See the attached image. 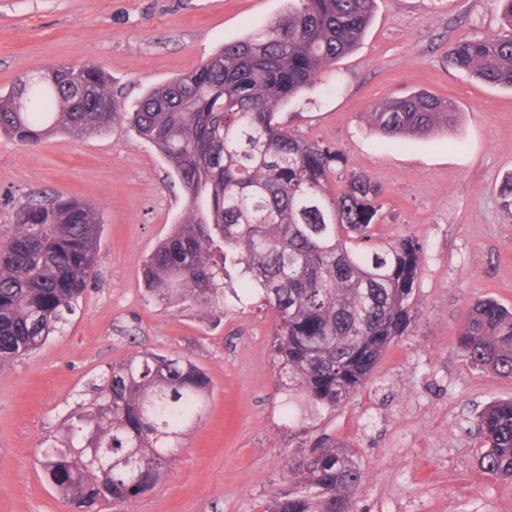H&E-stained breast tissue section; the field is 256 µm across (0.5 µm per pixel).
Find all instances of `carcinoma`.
Masks as SVG:
<instances>
[{
    "instance_id": "cac0c4a2",
    "label": "carcinoma",
    "mask_w": 512,
    "mask_h": 512,
    "mask_svg": "<svg viewBox=\"0 0 512 512\" xmlns=\"http://www.w3.org/2000/svg\"><path fill=\"white\" fill-rule=\"evenodd\" d=\"M376 0H288L262 32L224 44L194 71L152 87L125 112L96 64L57 66L0 93V135L36 145L65 132L100 133L126 120L168 161L184 195V219L143 267L147 291L224 311L226 294L256 297L276 314L272 353L286 378V413L308 421L364 386L410 320L420 243L369 242L383 188L347 160L282 127L279 110L313 88L361 41ZM448 63L512 89V36L462 35ZM455 108L417 92L370 113L391 138L446 131ZM102 217L73 196L16 202L0 229V370L40 349L75 313L96 274ZM476 366L512 378V311L471 305L456 339ZM206 373L180 354L144 352L102 377L99 398L79 404L63 435L43 449L42 472L76 512L131 503L161 479L172 449L205 412ZM485 470L512 479V400L484 408ZM288 460L294 481L264 512H356L364 472L328 433Z\"/></svg>"
}]
</instances>
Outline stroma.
Instances as JSON below:
<instances>
[{"mask_svg":"<svg viewBox=\"0 0 512 512\" xmlns=\"http://www.w3.org/2000/svg\"><path fill=\"white\" fill-rule=\"evenodd\" d=\"M285 0H0V92L57 65L95 62L132 108L153 86L194 70L224 43L267 27ZM494 0H376L360 44L281 108L279 119L347 159L330 181L365 172L386 193L373 241L413 237L420 273L407 330L317 432L344 441L365 475L357 512H512V480L479 465L474 422L512 398V379L473 365L456 345L469 307L512 308V90L452 68L457 36L499 38ZM414 92L456 106L449 130L400 143L370 125L381 104ZM62 192L103 215L97 275L75 316L40 350L0 371V512H65L39 466L70 410L96 396L112 364L143 351L179 353L211 381L202 420L165 477L137 502L101 512H263L287 485L301 440L284 414L272 352L275 317L228 300L202 317L147 292L142 268L181 221L186 201L169 163L123 121L39 145L0 136V225L13 203Z\"/></svg>","mask_w":512,"mask_h":512,"instance_id":"1","label":"stroma"}]
</instances>
